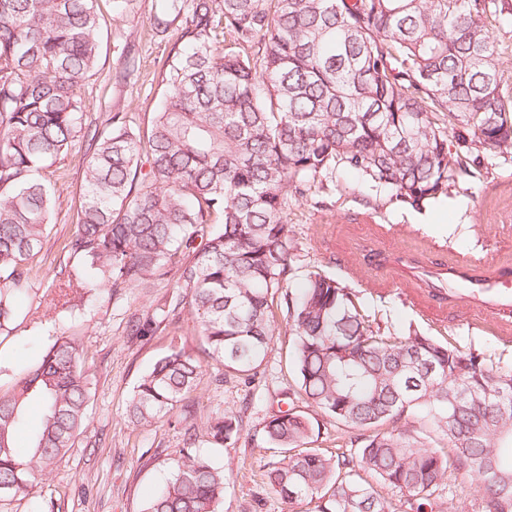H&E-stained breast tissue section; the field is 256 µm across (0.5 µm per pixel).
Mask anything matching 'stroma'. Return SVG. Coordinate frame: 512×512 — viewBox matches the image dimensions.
I'll return each mask as SVG.
<instances>
[{
  "instance_id": "1",
  "label": "stroma",
  "mask_w": 512,
  "mask_h": 512,
  "mask_svg": "<svg viewBox=\"0 0 512 512\" xmlns=\"http://www.w3.org/2000/svg\"><path fill=\"white\" fill-rule=\"evenodd\" d=\"M97 6L98 62L80 88L86 115L102 120L111 111L127 112L137 127L147 129L164 96L161 74L179 31L173 27L162 36L154 33L151 19L158 0H134L131 9L121 13L113 11L112 0H97ZM130 48L137 52L138 68L127 81L115 82L113 75L123 68ZM84 166L83 152L75 150L41 172L56 206L43 246L30 260L37 277L10 333L0 335V392L11 389L21 369L57 338L72 336L83 346L93 382L88 421L52 473L28 494L0 503V512H144L147 500L165 484L180 457L185 428L233 407L246 410L248 428L238 441L223 448L211 447L203 438L196 443L224 471L221 512H305V505L285 503L257 475L260 466L278 457L276 449L261 441L265 420L278 408L313 417L318 427L312 432V445L328 451L349 445L355 432L304 400H288L284 390L295 381L285 336L275 337L248 384L225 377L223 366L205 355L189 306H182L173 323L155 335L129 336V319L164 302L173 292L170 281L125 288L114 295L91 291L71 310H50L48 294L76 263L64 244L76 228L84 200ZM364 214L381 224L411 226L414 233L396 238L393 248L381 253L367 229L356 223ZM290 219L308 269L344 282L380 325L401 334L412 329L445 339L461 351L484 353L497 366H512V335L493 336L465 318L439 316L415 305L406 291L403 268L395 262L401 256L415 266L443 268L457 255L486 249L512 265V153L480 155L474 176L461 179L447 198L422 211L376 205L375 193L363 178L345 170L336 191L319 203L294 206ZM351 264L389 280V287L378 291L350 279ZM175 346L200 358L206 376L187 395L184 406L162 421L150 426L129 423L126 407L140 377Z\"/></svg>"
}]
</instances>
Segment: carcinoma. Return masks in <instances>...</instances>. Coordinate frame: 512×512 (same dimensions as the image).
<instances>
[{
	"label": "carcinoma",
	"instance_id": "cac0c4a2",
	"mask_svg": "<svg viewBox=\"0 0 512 512\" xmlns=\"http://www.w3.org/2000/svg\"><path fill=\"white\" fill-rule=\"evenodd\" d=\"M96 0H0V333L32 283L56 199L40 171L87 142L86 192L65 245L80 264L50 302L85 290L174 279L182 298L130 321L152 336L188 301L209 353L256 374L286 312L300 396L350 429L355 448L309 447L306 415L278 411L261 434L282 455L261 481L311 512H460L442 495L463 472L485 512H512V369L429 336L373 327L356 296L310 271L289 287L301 243L292 201L358 172L389 201L420 211L469 172L448 149L512 153V93L494 30L506 0H159L151 26L179 23L165 96L146 136L126 112L86 124L80 82L97 64ZM205 375L181 348L157 360L129 400L130 422L164 418ZM83 348L62 337L0 393V498L49 474L85 427ZM26 455L14 440L31 406ZM246 430L216 412L184 432L167 482L145 512H218L224 470L196 448ZM369 473L372 485L360 472Z\"/></svg>",
	"mask_w": 512,
	"mask_h": 512
}]
</instances>
